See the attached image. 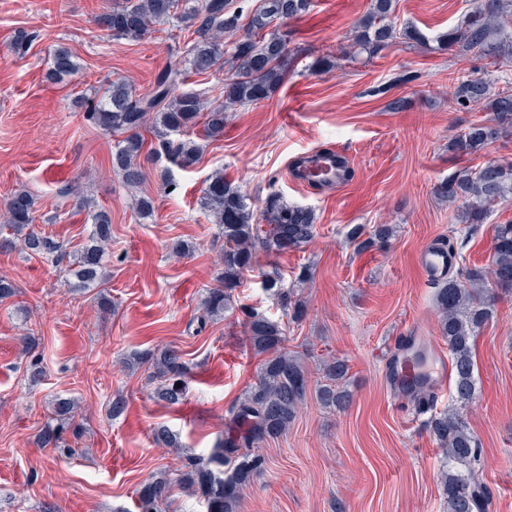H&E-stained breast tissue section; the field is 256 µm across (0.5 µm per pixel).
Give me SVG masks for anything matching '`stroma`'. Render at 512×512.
Returning a JSON list of instances; mask_svg holds the SVG:
<instances>
[{"mask_svg": "<svg viewBox=\"0 0 512 512\" xmlns=\"http://www.w3.org/2000/svg\"><path fill=\"white\" fill-rule=\"evenodd\" d=\"M112 0H0V209L13 192L37 198L33 227L79 250L91 230L82 200L110 210L112 261L105 284L112 309L100 310L95 291L73 290L63 264L0 248V273L18 288L0 303V512H134L135 493L153 476L171 480L166 512H202L175 480L184 456L208 457L222 435L242 430L230 407L257 379L261 358L249 346L242 308L280 321L286 312L263 287L279 271L284 287L305 302L290 324L288 349L310 382L322 380V360L350 365L353 398L343 411L320 405L307 392L288 431L263 443V476L247 486L237 512H447L441 496L442 452L409 396L395 393L386 360L396 337L441 336L434 284L418 266L422 250L451 235L455 204L435 186L466 168L512 161V137L461 155L453 135L483 119L481 110L452 99L451 74L483 72L472 55L439 51L433 40L459 25L472 0H397L398 25L426 42L400 39L371 63L338 56L371 0H312L308 13L288 22V76L257 104L230 113L223 138H193L202 147L193 166L179 168L154 155L146 133L140 190L113 170V139L75 110L71 101L90 87L123 79L146 93L157 72L184 67L177 27L158 26L140 41L111 36L97 17ZM34 33L24 51L11 40ZM67 47L81 65L70 83L46 80L53 53ZM338 57L315 71L316 58ZM335 146L345 151L352 178L340 186L301 188L292 169L302 154ZM223 171L255 209L269 198L311 208L317 234L302 249L256 262L234 291L223 318L199 325L200 302L216 287L224 241L200 206L209 176ZM70 195H62V188ZM154 200L141 218L137 194ZM512 222V199L496 205L486 223L457 244L458 269L488 266L494 228ZM358 224L393 225L390 242L364 253L347 240ZM192 245L176 259L177 241ZM311 275L298 281L302 267ZM39 339L28 353L23 336ZM171 347L188 367L184 403L169 407L153 397L146 368L127 367L134 353ZM45 375L32 381V357ZM476 392L462 416L480 443L487 512H512V291L498 292L493 318L475 351ZM79 404L84 432L72 454L38 444L56 397ZM124 413L111 418L115 397ZM169 427L179 447L163 448L153 432Z\"/></svg>", "mask_w": 512, "mask_h": 512, "instance_id": "1", "label": "stroma"}]
</instances>
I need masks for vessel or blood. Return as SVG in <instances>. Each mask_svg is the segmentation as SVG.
Here are the masks:
<instances>
[{
	"mask_svg": "<svg viewBox=\"0 0 512 512\" xmlns=\"http://www.w3.org/2000/svg\"><path fill=\"white\" fill-rule=\"evenodd\" d=\"M341 157L342 151L337 147L317 154L320 168L339 184L345 181L339 166ZM454 263V257L437 250L426 249L419 256V264L430 282L439 280ZM449 371L447 361L430 350L423 336L405 337L403 347L396 350L390 363L391 379L404 394L412 393L419 382L432 386L446 380Z\"/></svg>",
	"mask_w": 512,
	"mask_h": 512,
	"instance_id": "b4317fda",
	"label": "vessel or blood"
}]
</instances>
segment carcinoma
<instances>
[{"mask_svg":"<svg viewBox=\"0 0 512 512\" xmlns=\"http://www.w3.org/2000/svg\"><path fill=\"white\" fill-rule=\"evenodd\" d=\"M395 0H373L368 14L355 26L351 44L340 49L346 60L370 61L395 39L404 36L426 39L413 27L397 29L392 15ZM310 0H263V5L243 24L242 10L233 0H113L102 13L100 24L111 35L138 41L168 22L180 24L188 32L183 43L186 70L166 68L158 73L152 90L138 96L130 85L113 80L79 99L84 117L95 127L115 137L112 168L121 173L131 189L141 187L145 171L140 162L144 147L141 130L151 129L158 142L154 152L167 155L177 166L188 168L199 159L201 146L179 135L201 125L204 137L224 136L227 113L235 107L257 104L267 99L285 80L284 59L287 39L271 30L300 17ZM512 18V0H478L464 24L436 37L442 50L474 53L498 67L499 32L503 21ZM231 65L232 77L224 91L209 100L191 87L179 93L186 74L203 76L224 65ZM80 65L72 52L56 49L50 78L64 81L75 76ZM498 78L488 70L481 75H462L455 79L453 97L464 108L480 107L492 118L478 120L456 134L452 147L467 155L483 150L490 143L512 136V90H495ZM176 138H171V135ZM435 194L450 203L461 202L455 219L459 224H482L490 209L512 197V164L487 162L480 168L453 173L440 182ZM201 203L224 237L223 268L217 276L220 286L211 288L201 301L200 323L220 318L232 306L233 291L241 274L251 267L256 250L282 254L301 249L316 233L312 210L270 200L257 214L238 187L214 172L207 180ZM7 223L21 235L22 249L30 255H43L57 263L68 253L64 244L28 230L36 210V198L27 190H17L6 200ZM266 222L267 228L259 226ZM89 244L73 260V276L80 289L95 288L106 279L105 258L112 246V218L108 211L91 214ZM393 234L389 224H376L365 232L356 229L352 241L362 252ZM512 288V224H499L494 236L492 265L484 270L471 268L444 279L435 294L440 331L448 343L452 366L453 396L459 405L470 403L475 395L473 345L480 329L493 317L495 298L487 284ZM264 288L292 311L295 320L304 313V303L283 287L277 272L267 273ZM244 326L251 348L264 356L257 382L230 408L232 418L244 426L236 436H221L208 458L187 456L180 471L183 488L198 496L205 512H236L242 490L266 471V458L260 444L283 435L294 421L308 390V375L286 346L288 326L258 312L243 311ZM136 364L150 365L149 378L155 384V398L179 406L186 397L187 366L172 348L147 352L134 358ZM327 383L318 386L316 397L327 408H343L349 402L346 389L347 364L338 358L323 361ZM76 403L59 399L55 415L39 432L45 446L62 453L71 452L63 435H81L75 420ZM429 428L443 452L441 485L448 512H485L488 492L476 465L480 448L462 414L451 409L432 415ZM168 499V483L152 478L137 492L138 512H163Z\"/></svg>","mask_w":512,"mask_h":512,"instance_id":"obj_1","label":"carcinoma"}]
</instances>
